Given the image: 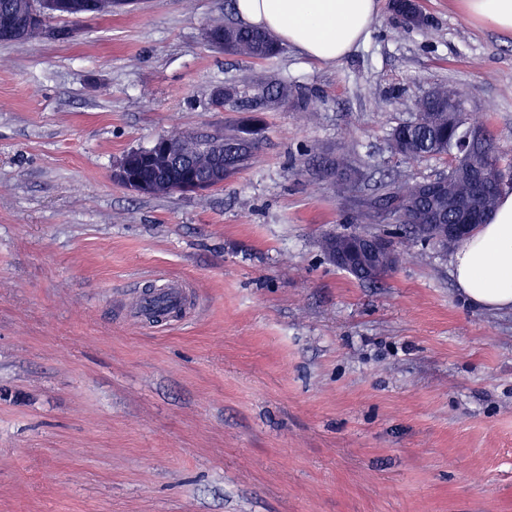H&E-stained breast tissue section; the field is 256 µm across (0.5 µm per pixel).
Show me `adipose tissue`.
Here are the masks:
<instances>
[{
    "mask_svg": "<svg viewBox=\"0 0 512 512\" xmlns=\"http://www.w3.org/2000/svg\"><path fill=\"white\" fill-rule=\"evenodd\" d=\"M477 23L512 33V0H460ZM243 22L265 30L305 56L336 63L365 38L376 0H236ZM462 294L484 311H512V192H504L487 224L450 256Z\"/></svg>",
    "mask_w": 512,
    "mask_h": 512,
    "instance_id": "1",
    "label": "adipose tissue"
}]
</instances>
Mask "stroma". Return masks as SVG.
<instances>
[{"mask_svg":"<svg viewBox=\"0 0 512 512\" xmlns=\"http://www.w3.org/2000/svg\"><path fill=\"white\" fill-rule=\"evenodd\" d=\"M388 0L334 64L205 40L234 0H137L0 43V512H512V312L470 306L448 250L399 238L356 280L326 234L394 231L359 205L389 133L441 83L512 142V35L459 0ZM294 95L267 109L261 88ZM234 86L242 99L211 104ZM261 113L255 162L204 195L112 178L131 149ZM359 175L347 198L336 161ZM188 312L149 324L146 283ZM398 262V253L393 248L391 250V255L388 258L387 262L382 266L381 274L377 276H371L369 273H367L366 264H360L358 266L354 267H347V268H341L345 271H347L350 275H352L355 279L361 282L366 283H377L381 281L384 277H386L396 266Z\"/></svg>","mask_w":512,"mask_h":512,"instance_id":"1","label":"stroma"}]
</instances>
